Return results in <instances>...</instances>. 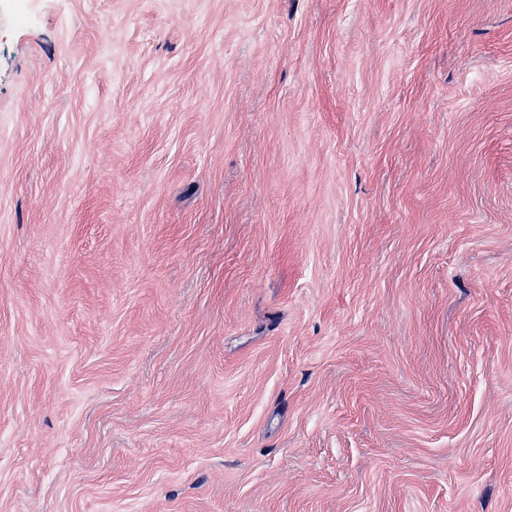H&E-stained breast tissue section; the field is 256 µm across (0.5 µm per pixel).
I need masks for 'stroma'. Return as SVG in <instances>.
<instances>
[{"label": "stroma", "instance_id": "obj_1", "mask_svg": "<svg viewBox=\"0 0 512 512\" xmlns=\"http://www.w3.org/2000/svg\"><path fill=\"white\" fill-rule=\"evenodd\" d=\"M0 0V512H512V0Z\"/></svg>", "mask_w": 512, "mask_h": 512}]
</instances>
